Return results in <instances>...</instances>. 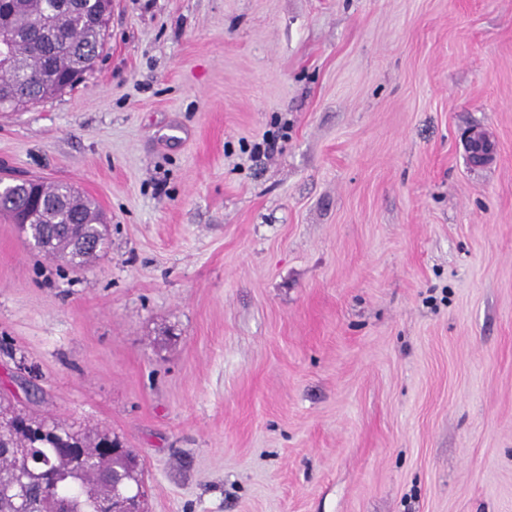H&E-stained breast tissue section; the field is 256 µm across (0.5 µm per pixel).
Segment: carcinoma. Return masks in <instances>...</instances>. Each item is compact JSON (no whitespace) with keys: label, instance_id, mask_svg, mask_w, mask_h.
Listing matches in <instances>:
<instances>
[{"label":"carcinoma","instance_id":"carcinoma-1","mask_svg":"<svg viewBox=\"0 0 512 512\" xmlns=\"http://www.w3.org/2000/svg\"><path fill=\"white\" fill-rule=\"evenodd\" d=\"M109 0H6L0 5L16 34L11 47L15 66L0 76V109H18L55 96L89 71L102 47L98 24ZM40 27L45 48L28 39ZM20 231L37 240L38 252L74 267L94 262L106 232L91 201L77 200L66 184L37 182L36 198L17 184L0 198ZM91 245L79 249L75 240ZM33 449L28 461L0 453V512H93L100 497L112 496V482L99 472L122 477L119 493L142 494V470L130 448L103 433L62 424L50 417L16 410L0 402V439Z\"/></svg>","mask_w":512,"mask_h":512}]
</instances>
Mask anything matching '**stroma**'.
<instances>
[{
    "label": "stroma",
    "mask_w": 512,
    "mask_h": 512,
    "mask_svg": "<svg viewBox=\"0 0 512 512\" xmlns=\"http://www.w3.org/2000/svg\"><path fill=\"white\" fill-rule=\"evenodd\" d=\"M16 178L108 241L0 215V397L133 449L146 512H512V0H112L0 111ZM24 185H15L0 198V213L8 214L26 238L30 235L37 240L36 249L44 256L60 259L74 267L94 262L104 248L107 232L95 205L87 198L85 204L77 200L73 194L78 192L71 186H47L40 181H37V194L32 202ZM25 217L27 224H34L33 227L21 226L25 224ZM76 239L90 244L91 249H78Z\"/></svg>",
    "instance_id": "stroma-1"
}]
</instances>
